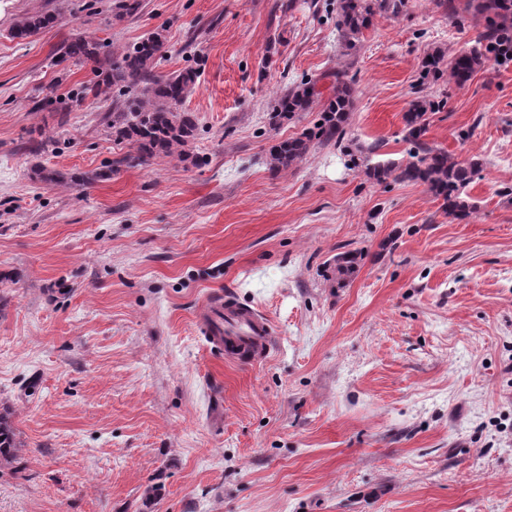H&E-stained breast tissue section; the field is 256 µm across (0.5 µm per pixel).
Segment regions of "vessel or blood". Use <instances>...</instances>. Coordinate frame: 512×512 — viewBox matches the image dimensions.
<instances>
[{
    "label": "vessel or blood",
    "mask_w": 512,
    "mask_h": 512,
    "mask_svg": "<svg viewBox=\"0 0 512 512\" xmlns=\"http://www.w3.org/2000/svg\"><path fill=\"white\" fill-rule=\"evenodd\" d=\"M196 321L210 341L224 350L229 361L253 364L272 350L275 329L257 309L242 306L233 296L215 294L196 313Z\"/></svg>",
    "instance_id": "1"
}]
</instances>
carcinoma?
Masks as SVG:
<instances>
[{"label":"carcinoma","instance_id":"1","mask_svg":"<svg viewBox=\"0 0 512 512\" xmlns=\"http://www.w3.org/2000/svg\"><path fill=\"white\" fill-rule=\"evenodd\" d=\"M402 6L403 0H340L337 21L340 36L351 44L375 15L396 14ZM440 6L448 9V18L457 23L464 15L471 16L476 36L468 50L448 57L446 70L442 67V56L428 57L422 79L436 81L446 74L463 85L490 62L501 67L512 64V0H440ZM60 20L61 12L57 9L28 12L14 23L9 35L25 40L55 27ZM166 53L167 40L162 29L151 32L118 55L101 39L82 33L75 34L59 49V61L72 59L90 66L95 81L86 87L85 94L92 95L98 102L107 90H116L112 107L101 120L112 130L114 140L126 142L136 150L134 160L139 165L156 157H176L181 161L192 158L190 145L196 136V116L180 105L194 89L198 74L192 69L169 74L159 72ZM334 77L336 89L323 105L319 123L275 145L270 152V169L278 171L296 166L313 145L337 143L344 138L352 108L351 87L347 70H336ZM317 96L315 83L311 81L288 90L271 113L272 123L309 111ZM439 108L438 104L421 100L406 114L403 139L412 144L407 160L373 163L371 154L375 149L372 148L363 157L362 164L378 182L392 177L427 185L434 197L442 200L443 213L462 220L474 211L463 194L474 179L476 167L423 140L428 114ZM117 171L118 168L109 165L74 175L70 182L79 187L87 186L109 179ZM30 172L41 182H60V173L40 163L33 165ZM19 453L16 429L8 415L0 414V475L19 472Z\"/></svg>","mask_w":512,"mask_h":512}]
</instances>
